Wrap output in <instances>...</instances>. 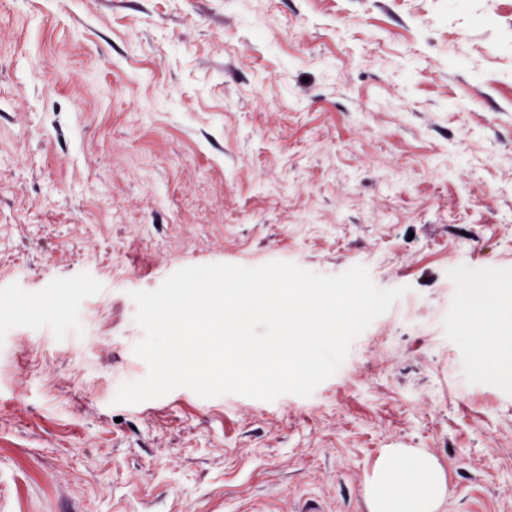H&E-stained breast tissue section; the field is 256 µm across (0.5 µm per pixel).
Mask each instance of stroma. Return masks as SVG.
I'll list each match as a JSON object with an SVG mask.
<instances>
[{
    "instance_id": "1",
    "label": "stroma",
    "mask_w": 512,
    "mask_h": 512,
    "mask_svg": "<svg viewBox=\"0 0 512 512\" xmlns=\"http://www.w3.org/2000/svg\"><path fill=\"white\" fill-rule=\"evenodd\" d=\"M366 266L405 297L311 396L115 404L131 292ZM512 0H0V512H370L390 449L438 512H512Z\"/></svg>"
}]
</instances>
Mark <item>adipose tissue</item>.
<instances>
[{"instance_id":"obj_1","label":"adipose tissue","mask_w":512,"mask_h":512,"mask_svg":"<svg viewBox=\"0 0 512 512\" xmlns=\"http://www.w3.org/2000/svg\"><path fill=\"white\" fill-rule=\"evenodd\" d=\"M444 491L442 469L420 452H388L366 481L371 512H436Z\"/></svg>"}]
</instances>
